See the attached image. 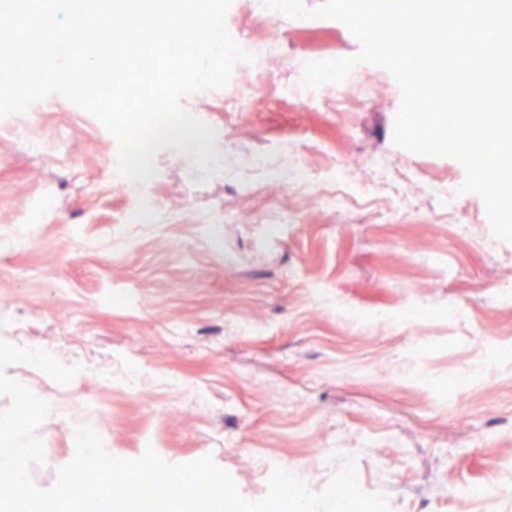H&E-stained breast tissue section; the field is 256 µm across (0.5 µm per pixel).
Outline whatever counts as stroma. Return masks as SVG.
Listing matches in <instances>:
<instances>
[{
	"label": "stroma",
	"mask_w": 512,
	"mask_h": 512,
	"mask_svg": "<svg viewBox=\"0 0 512 512\" xmlns=\"http://www.w3.org/2000/svg\"><path fill=\"white\" fill-rule=\"evenodd\" d=\"M226 23L280 39L283 60L268 69L282 81L313 57L362 50L337 21L264 22L250 0ZM368 71L373 98L344 115L322 99L228 112L223 90L184 96L244 168L239 181L200 184L193 156L162 148L143 187L168 214L158 224L128 222L134 201L107 165L119 143L93 115L58 96L13 115L0 135V339L88 366L68 384L10 369L55 410L38 428L48 464L31 469L34 484H55L75 425L88 423L119 458L211 456L250 501L275 466L322 489L349 462L392 512H469L464 489L493 483L507 487L494 512H512V243L493 235L479 195L460 193L457 160L394 143L400 89ZM58 139L66 155L50 150ZM288 139L317 176L359 158L360 190L380 157L412 173L417 194L452 176L466 232L408 203L336 214L289 200L246 166ZM290 208L296 218L267 236ZM411 304L431 317H401ZM465 368L470 386L452 389Z\"/></svg>",
	"instance_id": "35a3bbf8"
}]
</instances>
